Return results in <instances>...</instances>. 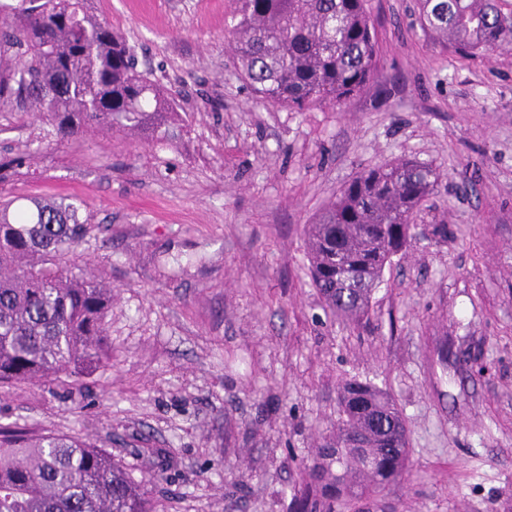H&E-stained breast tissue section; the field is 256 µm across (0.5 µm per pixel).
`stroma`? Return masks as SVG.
Here are the masks:
<instances>
[{
	"label": "stroma",
	"mask_w": 512,
	"mask_h": 512,
	"mask_svg": "<svg viewBox=\"0 0 512 512\" xmlns=\"http://www.w3.org/2000/svg\"><path fill=\"white\" fill-rule=\"evenodd\" d=\"M180 93L172 138L59 139L0 112V196L85 200L73 259L112 286V365L0 388V426L78 437L151 488L157 512H295L348 380L400 406L411 476L374 512H512V52L463 57L416 0H368L376 82L344 110L255 103L235 74L232 0H88ZM443 177L362 323L311 284L304 228L365 169Z\"/></svg>",
	"instance_id": "1"
}]
</instances>
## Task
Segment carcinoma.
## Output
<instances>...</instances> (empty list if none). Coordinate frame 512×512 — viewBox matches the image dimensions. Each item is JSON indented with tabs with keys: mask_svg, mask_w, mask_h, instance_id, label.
<instances>
[{
	"mask_svg": "<svg viewBox=\"0 0 512 512\" xmlns=\"http://www.w3.org/2000/svg\"><path fill=\"white\" fill-rule=\"evenodd\" d=\"M367 0H233L227 43L259 103L340 108L376 80L379 45ZM419 21L461 56L512 50L499 0H418ZM0 106L42 112L69 139L114 127L168 136L175 97L139 69L137 46L88 14L85 0H20L0 16ZM443 173L399 159L362 171L306 226L310 273L330 315L355 322L384 270L415 237L414 211ZM0 198V385L48 387L112 360V288L66 262L89 230L81 201ZM336 433L317 450L299 512L351 509L410 476L395 399L359 381L338 394ZM0 512H155L151 492L112 454L67 435L0 427Z\"/></svg>",
	"mask_w": 512,
	"mask_h": 512,
	"instance_id": "cac0c4a2",
	"label": "carcinoma"
}]
</instances>
